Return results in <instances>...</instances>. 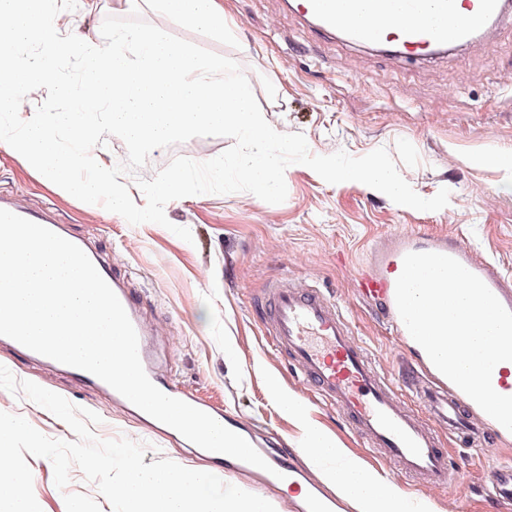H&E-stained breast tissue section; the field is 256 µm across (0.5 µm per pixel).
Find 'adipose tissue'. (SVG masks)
Here are the masks:
<instances>
[{"instance_id": "ef3b65f1", "label": "adipose tissue", "mask_w": 512, "mask_h": 512, "mask_svg": "<svg viewBox=\"0 0 512 512\" xmlns=\"http://www.w3.org/2000/svg\"><path fill=\"white\" fill-rule=\"evenodd\" d=\"M160 23L151 28L113 31L110 46L78 32L73 13L94 19L100 0H0V112L10 113L16 134L0 148L42 175L60 194L82 185L91 209L108 199L113 211L131 209L128 187L115 180L110 165L95 149L102 130L118 133L135 147L164 145L183 133L220 127L243 144L233 174L266 195L279 185L283 171L272 147L286 142L252 103L251 86L230 71L224 58L204 57L192 47L170 41L166 24L183 22L217 37L234 35L224 0H146ZM81 56L84 77L71 82L62 65ZM56 87L70 104L60 112L51 104L34 109L44 89ZM73 143L64 150L61 140ZM94 166L79 172L87 154ZM278 409L293 421L311 462L325 467L327 480L345 488L355 512H434L385 480L349 452L325 427L305 415L294 398L273 388Z\"/></svg>"}]
</instances>
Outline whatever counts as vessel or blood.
Instances as JSON below:
<instances>
[{
    "label": "vessel or blood",
    "mask_w": 512,
    "mask_h": 512,
    "mask_svg": "<svg viewBox=\"0 0 512 512\" xmlns=\"http://www.w3.org/2000/svg\"><path fill=\"white\" fill-rule=\"evenodd\" d=\"M296 11L323 35H339L378 51L416 60L468 42L488 32L505 10V0H296ZM0 209L65 235L45 211L22 207L0 196ZM411 252H435L450 256L478 276L512 310V274L480 255L464 239L438 235L420 228L377 242L365 257L357 284L363 296L379 299L396 329H403L396 301V283L390 273L395 262ZM87 255L122 303L139 341V357L152 383L165 394L191 402L192 397L161 378L152 364L149 338L153 328L144 322L129 288L117 279L95 250ZM266 313L272 343L286 355L303 381L319 390L335 406L368 447L410 478L427 487L441 488L456 471L445 451L435 442L439 428L462 434L471 446L484 437L508 438L495 420H482L479 406L445 376L436 381H417L415 392L424 403L430 425H422L391 389L367 349L353 336L341 308L311 285L276 282L269 290ZM223 471L272 487L279 478L303 487L291 504L292 512H335L336 499L329 495L314 471L297 467L281 453L267 455L268 469L216 454ZM491 494L512 503V463L497 467L490 477Z\"/></svg>",
    "instance_id": "vessel-or-blood-1"
}]
</instances>
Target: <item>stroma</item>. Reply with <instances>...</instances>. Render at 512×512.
<instances>
[{"label":"stroma","mask_w":512,"mask_h":512,"mask_svg":"<svg viewBox=\"0 0 512 512\" xmlns=\"http://www.w3.org/2000/svg\"><path fill=\"white\" fill-rule=\"evenodd\" d=\"M227 5L236 24L232 39L181 24L167 27L169 39L224 57L250 83L254 105L269 123L303 134L312 154L343 150L360 157L386 148L421 197L448 188V206L418 211L355 182L327 183L309 167L293 164L285 171L283 203L269 204L248 192L195 195L167 203L168 226L132 225L106 209L85 208L79 193L63 196L47 188L1 149L0 195L49 211L106 255L112 273L134 290L143 319L161 329L152 341L161 371L206 403L242 417L258 440L301 446L299 429L271 399L273 377L345 448L410 496L433 501L437 512H512L488 495L492 470L512 461L511 441L470 448L439 432L438 443L448 450L457 478L447 487H421L398 475L335 407L301 390L258 311L271 282L320 288L345 311L355 336L405 405L419 409L411 351L358 296L356 268L375 241L421 224L461 236L512 272V165L493 159L512 151V16L448 55L415 63L324 37L289 10L286 0H227ZM156 22L150 11L135 6L116 12L111 0H102L93 25L106 43L113 30ZM231 144L227 137H195L154 150L147 165L158 171L179 156L206 161ZM174 224L189 228L192 242L174 235ZM0 365L17 379L97 413L99 437L145 443L144 464L163 458L188 467L205 462L189 454L177 436L151 428L138 415L115 411L110 395L2 342ZM0 412L22 416L48 437L75 438L48 410L4 389ZM26 461L42 512H66L51 462L31 455Z\"/></svg>","instance_id":"35a3bbf8"}]
</instances>
